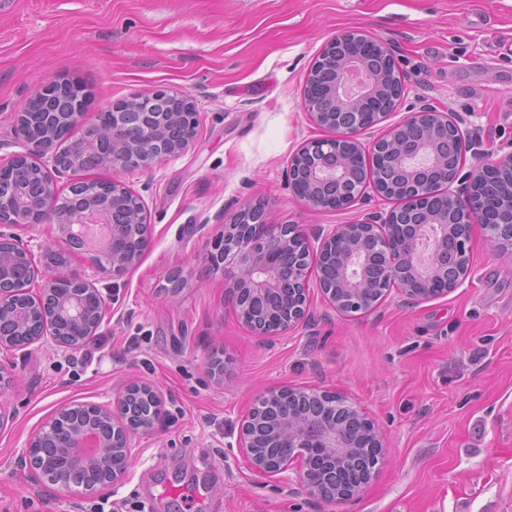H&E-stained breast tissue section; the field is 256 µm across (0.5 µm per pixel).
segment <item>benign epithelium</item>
Listing matches in <instances>:
<instances>
[{
    "label": "benign epithelium",
    "mask_w": 512,
    "mask_h": 512,
    "mask_svg": "<svg viewBox=\"0 0 512 512\" xmlns=\"http://www.w3.org/2000/svg\"><path fill=\"white\" fill-rule=\"evenodd\" d=\"M406 75L383 41L362 30L342 31L325 44L302 93L310 121L336 135L306 140L288 162L289 187L318 210L349 206L367 194L405 205L375 211L357 224L333 228L270 224L265 204L247 203L224 218V233L211 241L209 259L222 271L225 296L253 335L286 336L305 323L308 272L315 262L332 269L318 277L330 306L340 314H363L392 290L409 303L459 288L470 275L469 243L479 226L501 253H512V192L498 188V175L512 171V152L494 159L473 150L454 113L425 108L391 127L371 145L365 132L386 119L402 97ZM66 103L60 132L16 128L25 151L0 163V350L20 351L52 344L74 353L99 335L122 289L103 294L95 273L112 269L119 278L135 267L151 245L142 198L112 178V202L95 179L58 190L54 174L109 167L114 173L147 170L156 161L191 148L199 113L183 92L160 88L115 103L107 122L84 112L80 87L47 82L34 100ZM70 161L55 152L57 141L75 128ZM475 162L465 167L466 154ZM459 156L448 169V154ZM384 158L369 182L361 180L366 156ZM49 157L51 164L42 162ZM466 185L464 194L448 186ZM460 223H448V212ZM90 220L111 226L107 252L88 254L75 228ZM53 224L66 245L55 249L25 240L14 229ZM320 243L310 252V240ZM85 255L87 269L70 267ZM66 273L49 278L46 270ZM39 327L31 330V320ZM166 417L163 397L151 384L132 381L107 403L60 406L29 436L22 465L46 478L65 496H94L121 483L135 457L136 439L153 435ZM383 435L374 421L341 392L273 386L260 393L242 416L237 448L260 479L296 474L310 497L342 503L354 499L383 459Z\"/></svg>",
    "instance_id": "benign-epithelium-1"
}]
</instances>
